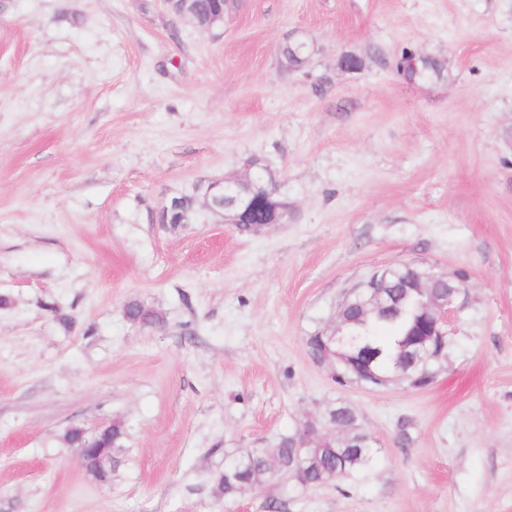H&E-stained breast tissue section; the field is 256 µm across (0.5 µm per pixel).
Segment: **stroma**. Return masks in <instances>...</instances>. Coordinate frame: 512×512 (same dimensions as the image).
<instances>
[{"instance_id": "35a3bbf8", "label": "stroma", "mask_w": 512, "mask_h": 512, "mask_svg": "<svg viewBox=\"0 0 512 512\" xmlns=\"http://www.w3.org/2000/svg\"><path fill=\"white\" fill-rule=\"evenodd\" d=\"M311 52L280 65L286 41ZM412 51L442 79H404ZM352 54L363 67L342 69ZM275 179L288 219L159 221ZM463 277L433 383H336L309 336L373 270ZM132 300L163 328L127 320ZM351 406L352 478L229 499L233 454ZM126 430L93 480L69 428ZM512 512V0H0V512Z\"/></svg>"}]
</instances>
